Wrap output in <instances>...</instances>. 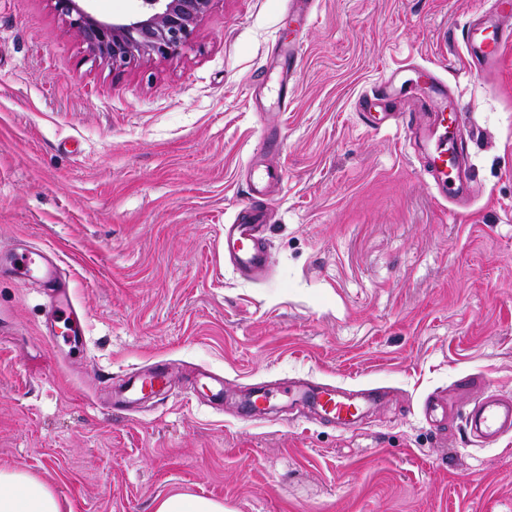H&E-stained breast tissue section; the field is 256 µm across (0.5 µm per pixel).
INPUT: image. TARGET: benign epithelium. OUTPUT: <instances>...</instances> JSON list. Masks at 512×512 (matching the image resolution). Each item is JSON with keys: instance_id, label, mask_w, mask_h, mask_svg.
<instances>
[{"instance_id": "obj_1", "label": "benign epithelium", "mask_w": 512, "mask_h": 512, "mask_svg": "<svg viewBox=\"0 0 512 512\" xmlns=\"http://www.w3.org/2000/svg\"><path fill=\"white\" fill-rule=\"evenodd\" d=\"M53 2L91 57L125 70L144 59L179 56L193 40L213 0H142L141 11L112 21L94 15L85 0Z\"/></svg>"}]
</instances>
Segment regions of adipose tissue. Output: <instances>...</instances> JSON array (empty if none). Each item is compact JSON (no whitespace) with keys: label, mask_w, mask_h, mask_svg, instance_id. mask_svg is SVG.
<instances>
[{"label":"adipose tissue","mask_w":512,"mask_h":512,"mask_svg":"<svg viewBox=\"0 0 512 512\" xmlns=\"http://www.w3.org/2000/svg\"><path fill=\"white\" fill-rule=\"evenodd\" d=\"M55 489L32 474L0 468V512H61Z\"/></svg>","instance_id":"ef3b65f1"}]
</instances>
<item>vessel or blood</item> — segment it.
<instances>
[{
  "label": "vessel or blood",
  "instance_id": "b4317fda",
  "mask_svg": "<svg viewBox=\"0 0 512 512\" xmlns=\"http://www.w3.org/2000/svg\"><path fill=\"white\" fill-rule=\"evenodd\" d=\"M463 42L470 70L481 74L496 71L504 50L512 46V0H492L486 14L468 20L463 27ZM400 119L417 136L432 139L427 163L439 196L445 199L462 192L464 176L453 144L462 139L463 133L460 127L449 124L447 109L428 113L419 123L413 122L406 113L401 114ZM278 183L279 175L274 169L266 168L251 175V199L239 208L232 223L224 227V255L244 279L262 278L270 270V253L264 242L268 220L266 202ZM3 275L42 289L49 301L45 328L49 341L63 336L70 343L81 344L69 283L58 267L55 249L16 244L1 250L0 276ZM170 381L168 370L158 365L129 374L115 388L114 395L122 403L138 402L145 393L163 392ZM304 396L320 413L341 426L354 427L360 421V405L334 388L311 387ZM466 420L476 437L496 440L512 432V399L487 396L469 408Z\"/></svg>",
  "mask_w": 512,
  "mask_h": 512
}]
</instances>
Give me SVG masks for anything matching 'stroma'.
I'll return each mask as SVG.
<instances>
[{
	"instance_id": "stroma-1",
	"label": "stroma",
	"mask_w": 512,
	"mask_h": 512,
	"mask_svg": "<svg viewBox=\"0 0 512 512\" xmlns=\"http://www.w3.org/2000/svg\"><path fill=\"white\" fill-rule=\"evenodd\" d=\"M288 3L214 0L180 56L115 71L51 0H0V249L58 247L86 348L52 351L45 296L0 279V468L53 485L64 512H152L175 491L226 512H512V434L487 445L465 421L512 396V47L492 74L466 68L485 0H315L304 24ZM398 67L409 89L448 82L468 208L437 198L401 123L358 118ZM257 158L282 183L271 269L244 280L224 226ZM158 360L223 378V404L178 384L108 406L103 380ZM324 385L385 395L342 430L299 397Z\"/></svg>"
}]
</instances>
